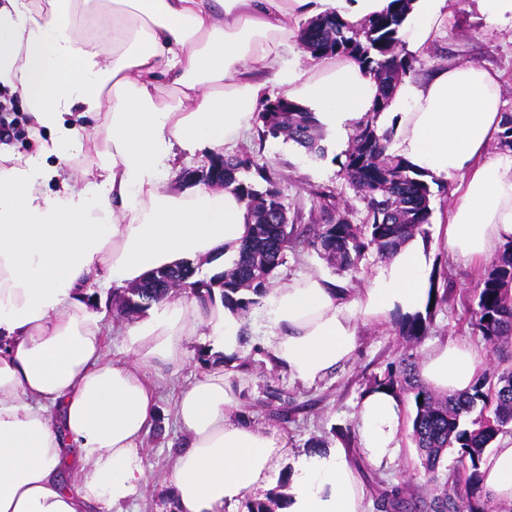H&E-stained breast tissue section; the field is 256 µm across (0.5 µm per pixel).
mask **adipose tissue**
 Instances as JSON below:
<instances>
[{
  "label": "adipose tissue",
  "instance_id": "adipose-tissue-1",
  "mask_svg": "<svg viewBox=\"0 0 512 512\" xmlns=\"http://www.w3.org/2000/svg\"><path fill=\"white\" fill-rule=\"evenodd\" d=\"M390 0H0V89L38 137L34 152L0 151V512H105L146 485L143 439L162 374L209 331L222 364L176 393L185 438L167 473L175 512H224L268 492L287 468L276 512H365L346 449L291 455L285 436L240 408L230 372L244 351L243 318L222 303L166 298L128 327L126 361L106 351L92 300L153 271L222 261L231 269L250 233L247 207L227 189L172 191L163 170L177 151L223 156L279 89L345 141L379 89L349 56L287 60L299 23L336 12L355 24ZM448 21V0H411L399 30L409 53ZM393 155L452 182L443 226L449 254L488 260L512 239V155L490 149L502 130L499 78L476 65L404 78L386 110ZM430 253L409 240L364 292L343 296L324 276L275 286L261 302L263 347L292 381L312 385L358 351L360 325L425 312ZM485 358L464 340L431 349L422 382L469 389ZM404 400L385 388L362 397L360 449L393 461ZM483 491L512 505V440L483 456Z\"/></svg>",
  "mask_w": 512,
  "mask_h": 512
}]
</instances>
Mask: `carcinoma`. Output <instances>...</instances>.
<instances>
[{"label": "carcinoma", "mask_w": 512, "mask_h": 512, "mask_svg": "<svg viewBox=\"0 0 512 512\" xmlns=\"http://www.w3.org/2000/svg\"><path fill=\"white\" fill-rule=\"evenodd\" d=\"M409 3L392 0L389 11L357 24L326 13L307 21L300 32V44L311 56H354L369 68L381 89L373 111L356 122L351 146L341 162L344 178L365 203L362 222L354 224L340 214L331 203L334 194L328 190L317 193L323 203L318 212H310L309 223L304 224L298 212L288 217L279 190L280 174L259 164L253 153L213 159L211 163L224 167V188L245 200L250 213L252 230L239 260L232 269L208 280L193 279L192 266L158 270L155 286L139 284L113 294L119 312L136 314L178 289L203 301L213 300L218 290L224 306L246 314L261 304L278 268L287 262L288 252L299 245L313 249L340 270L355 271L368 251L389 259L406 241L425 233L424 225L430 223L432 214L430 188L402 159L389 153L390 136L377 126V116L393 89L413 69V60L398 37ZM255 124L261 143L281 137L303 148L311 159L324 156L317 114L282 94L267 101ZM252 170L265 183L263 189L237 178ZM473 326L500 362L512 361V240L503 245L478 285ZM427 330V319L419 314L405 321L403 335L418 341ZM374 385L413 395L412 439L423 476L436 485L426 509L496 512L494 503L483 496L480 464L486 448L512 427V366L484 374L466 392L445 396L420 381L409 354L375 378ZM476 408L479 418L469 428L464 420ZM449 448L458 449L462 472L441 483L437 471ZM376 507L378 512L419 510L407 490L398 486L382 491Z\"/></svg>", "instance_id": "1"}]
</instances>
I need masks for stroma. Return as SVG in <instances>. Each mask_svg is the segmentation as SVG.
Listing matches in <instances>:
<instances>
[{
  "instance_id": "35a3bbf8",
  "label": "stroma",
  "mask_w": 512,
  "mask_h": 512,
  "mask_svg": "<svg viewBox=\"0 0 512 512\" xmlns=\"http://www.w3.org/2000/svg\"><path fill=\"white\" fill-rule=\"evenodd\" d=\"M415 59L414 74L418 77L448 63L476 64L499 73L505 110L512 113V32L504 33L491 25L480 13L477 0H449L445 28ZM321 144L325 155L318 160L307 159L303 149L293 142L270 139L262 143L253 134L240 148L258 153L267 165L282 173L280 189L289 212L309 214L315 203L314 191L325 186L333 189L340 211L352 223H360L364 205L340 174L345 150L337 146L335 136L328 132L324 133ZM429 186L432 217L422 240L431 253L434 287L447 291L448 300L432 309L429 330L415 348L420 358L433 345L447 341L466 340L477 349L485 347L481 336L474 333L470 318L476 308L477 285L489 265L452 256L438 244V223L444 220L453 199L448 182L434 178ZM380 263L376 254H367L358 273L351 274L335 270L325 259L308 251L289 257L279 268L276 280L281 283L315 273L336 282L352 298L366 287ZM263 323L260 308H252L245 318V352L238 363L243 375V410L249 420L258 427L285 435L289 448L297 453L315 442L326 448H347L351 462L360 472L367 512H377L378 492L394 485L406 486L414 498L431 499L432 486L420 475V457L411 438L410 421H403L400 426L401 448L397 458L379 467L364 460L355 431L358 404L371 381L383 375L389 364L399 362L406 350L408 342L401 333L399 321L360 327V348L355 358L312 385L290 380L272 364L261 346ZM207 349L208 343L203 339L190 341L183 367L174 379L162 383L157 419L144 438L148 484L124 505L123 512H169L172 490L165 476L184 441L174 422V388L207 371V364L199 359Z\"/></svg>"
}]
</instances>
